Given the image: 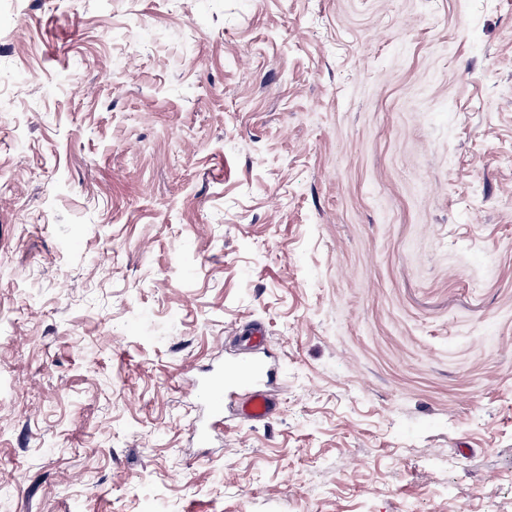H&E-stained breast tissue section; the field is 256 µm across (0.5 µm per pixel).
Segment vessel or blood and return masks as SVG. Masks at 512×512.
<instances>
[{
  "instance_id": "1",
  "label": "vessel or blood",
  "mask_w": 512,
  "mask_h": 512,
  "mask_svg": "<svg viewBox=\"0 0 512 512\" xmlns=\"http://www.w3.org/2000/svg\"><path fill=\"white\" fill-rule=\"evenodd\" d=\"M265 368L258 360H248L235 368L213 367L207 375L197 379L192 388L200 395L207 408L205 417L191 424L193 435L198 441H207L212 431L224 422V400L226 396L240 393L238 413L243 420L261 421L272 416L276 403L264 389L262 380Z\"/></svg>"
}]
</instances>
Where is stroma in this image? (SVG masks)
<instances>
[{"mask_svg":"<svg viewBox=\"0 0 512 512\" xmlns=\"http://www.w3.org/2000/svg\"><path fill=\"white\" fill-rule=\"evenodd\" d=\"M0 512H512V0H0ZM269 370L259 364L257 359L248 360L234 369L223 366L213 367L207 375L192 383V389L203 398L207 415L191 423L190 429L200 442H206L212 431L224 423V398L239 388H248L238 403V414L245 421H261L272 416L276 403L262 387L264 376ZM249 382L248 385H244Z\"/></svg>","mask_w":512,"mask_h":512,"instance_id":"35a3bbf8","label":"stroma"}]
</instances>
